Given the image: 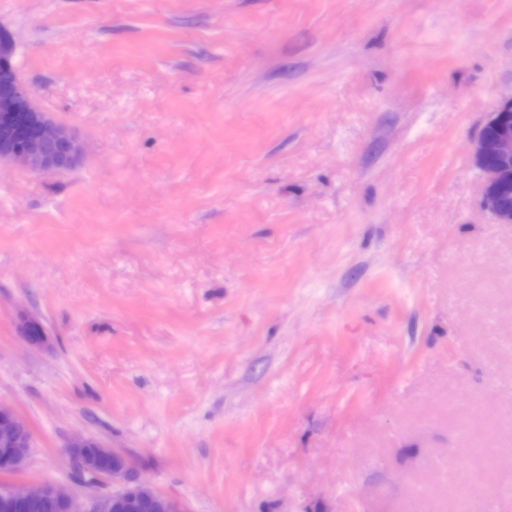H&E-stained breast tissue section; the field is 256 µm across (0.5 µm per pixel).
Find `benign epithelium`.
<instances>
[{
  "instance_id": "7a95c632",
  "label": "benign epithelium",
  "mask_w": 512,
  "mask_h": 512,
  "mask_svg": "<svg viewBox=\"0 0 512 512\" xmlns=\"http://www.w3.org/2000/svg\"><path fill=\"white\" fill-rule=\"evenodd\" d=\"M82 145L68 127L54 121L35 101L19 73L12 33L0 27V161L35 172H64L77 165ZM472 162L482 177L480 204L499 224H512V96L500 101L480 127L472 143ZM19 331L30 344L49 341L38 318L23 315ZM33 447L31 430L15 411L0 404V472L17 474ZM70 462L97 482L112 480V490L81 498L58 483L36 488L11 484L0 488V512H41L51 505L57 512H183L173 499L145 484L126 456L108 444L75 435L68 444Z\"/></svg>"
}]
</instances>
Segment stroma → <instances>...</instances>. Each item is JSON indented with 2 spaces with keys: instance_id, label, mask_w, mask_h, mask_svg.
<instances>
[{
  "instance_id": "1",
  "label": "stroma",
  "mask_w": 512,
  "mask_h": 512,
  "mask_svg": "<svg viewBox=\"0 0 512 512\" xmlns=\"http://www.w3.org/2000/svg\"><path fill=\"white\" fill-rule=\"evenodd\" d=\"M0 24L84 147L0 162V403L33 435L0 484L74 485L82 433L184 512H512V224L470 154L512 94V0Z\"/></svg>"
}]
</instances>
